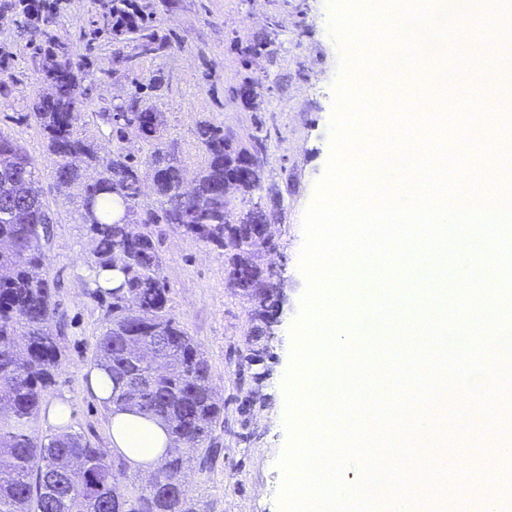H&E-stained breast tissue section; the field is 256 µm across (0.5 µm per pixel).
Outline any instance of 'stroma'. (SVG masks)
Masks as SVG:
<instances>
[{"label":"stroma","instance_id":"obj_1","mask_svg":"<svg viewBox=\"0 0 512 512\" xmlns=\"http://www.w3.org/2000/svg\"><path fill=\"white\" fill-rule=\"evenodd\" d=\"M58 34L89 59L86 99L79 131L101 157L125 150L145 158L150 146L134 136L118 137L113 106L132 95L162 112L164 142L188 176L204 159L197 139L207 120L247 140L255 128L268 132L261 203L274 213L275 252H261L284 292L273 326L253 321L252 304L235 294L226 252L183 236L173 226L153 228L170 290V313L199 344L211 367V386L223 412L213 432L221 452L211 461L192 457L186 467L189 494L198 512H281L284 474L278 462L287 442L282 377L289 328L301 308L306 280L298 269L303 221L313 204L332 153L335 90L344 56L331 30L327 0H153L152 25L168 37L156 57L129 66L116 59L131 53L125 40L95 37L104 0H50ZM0 132L15 139L41 170L43 198L54 224L46 245L47 276L53 283L65 356L49 398L67 397L71 431L108 449L107 412L82 388V371L93 363L96 343L109 323L111 297L96 295L77 276L92 249L79 222V194L63 196L53 178L54 161L42 131L26 121L43 89L31 50L10 18H0ZM262 86L255 100L236 95L244 81ZM160 82V93L149 85ZM475 434L458 437L453 459L493 476L512 469L498 455L499 439L485 433L486 420L473 414Z\"/></svg>","mask_w":512,"mask_h":512}]
</instances>
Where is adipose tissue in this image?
I'll list each match as a JSON object with an SVG mask.
<instances>
[{
	"instance_id": "1",
	"label": "adipose tissue",
	"mask_w": 512,
	"mask_h": 512,
	"mask_svg": "<svg viewBox=\"0 0 512 512\" xmlns=\"http://www.w3.org/2000/svg\"><path fill=\"white\" fill-rule=\"evenodd\" d=\"M83 385L108 409L112 451L132 466L153 469L170 443L166 425L157 418L114 408L112 380L100 365L91 364L84 368Z\"/></svg>"
}]
</instances>
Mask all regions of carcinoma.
Here are the masks:
<instances>
[{"instance_id":"cac0c4a2","label":"carcinoma","mask_w":512,"mask_h":512,"mask_svg":"<svg viewBox=\"0 0 512 512\" xmlns=\"http://www.w3.org/2000/svg\"><path fill=\"white\" fill-rule=\"evenodd\" d=\"M111 2L112 20L102 31L134 43L126 61L159 55L167 41L152 30L149 5ZM0 11L11 13L35 45L32 63L46 88L25 119L40 126L47 150L57 157L59 192L95 196L93 208L79 215L93 243L88 265L117 268L125 276L126 289H112V319L95 353L114 382L112 404L159 418L170 435L159 467L132 494L120 485L105 453L82 434L38 437L40 406L61 362L44 250L51 210L33 160L0 134V270L10 271L0 280V512H195L182 479L184 463L212 452L206 441L222 408L210 386L208 360L170 314L151 226L170 224L185 236L230 250L229 267L240 277L231 286L254 303L253 320L266 323L268 311L280 303V286L264 274L248 243L230 237L240 218L236 205L224 200V177L236 172V151L224 148V127L199 122L206 161L194 195L180 199L181 166L160 147L162 113L141 107L135 97L112 120L122 133L153 140L152 151L142 165L121 151L100 158L79 133L83 62L73 61L70 43L55 34V14L41 10L37 0H3ZM143 165L151 171L157 206L140 210ZM96 166L98 178L86 180L87 169ZM112 194L128 212V223L112 219Z\"/></svg>"}]
</instances>
